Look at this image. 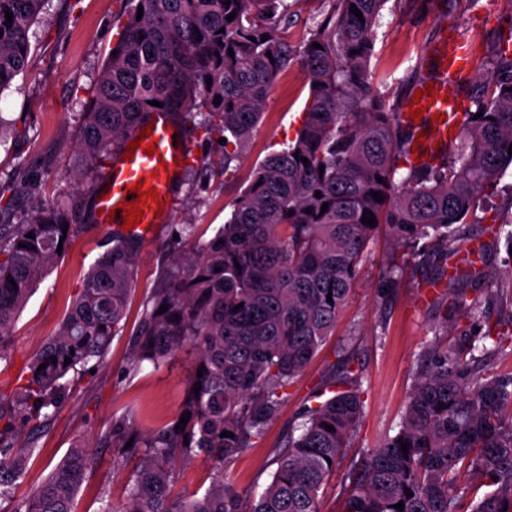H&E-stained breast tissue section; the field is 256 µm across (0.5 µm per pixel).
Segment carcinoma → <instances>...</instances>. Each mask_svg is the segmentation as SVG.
Masks as SVG:
<instances>
[{
    "mask_svg": "<svg viewBox=\"0 0 512 512\" xmlns=\"http://www.w3.org/2000/svg\"><path fill=\"white\" fill-rule=\"evenodd\" d=\"M130 2L116 55L103 65L78 132L85 168L114 155L152 101L191 123L218 125L224 153L209 159L212 177L237 160L293 64L308 82L310 105L296 138L259 164L209 239L196 237L195 224L174 230L168 263L141 301L127 372L158 369L185 347L195 357L174 419L144 431L131 416L116 415L103 434L119 455L134 458L121 512H320V490L336 474L362 414L359 375L350 367L327 379L323 399L305 408L299 434H288L259 495L236 490L224 466L278 415L285 388L334 332L381 227L421 259L439 256V279L454 283L448 260L469 243L464 221L479 192L512 166V57L494 52L481 93L468 97L471 119L449 152L416 167L407 162L414 132L370 79L374 27L388 0H333L298 47L280 35L290 19L285 0ZM44 3L0 0V93L29 63V31ZM78 211L75 199L53 200L15 224L12 211L0 208V362L8 366L15 320L60 258L57 248L79 232ZM369 212L373 226L361 222ZM30 232L35 238L26 237ZM191 239L195 252L187 255L179 245ZM141 246L135 235L112 233L57 333L18 372L17 386L0 392V498L26 479L37 445L33 437L15 443L17 424L51 419L124 329ZM448 294L456 311L480 318L479 296L453 288ZM484 339L462 350L429 341V364L397 431L342 477L343 512H512V374L471 377L476 356L505 352L502 338ZM187 412L181 431L176 425ZM200 456L215 464L210 485L200 495L175 492L177 463ZM91 470L89 449L76 445L15 512H74ZM400 502L401 511L394 508Z\"/></svg>",
    "mask_w": 512,
    "mask_h": 512,
    "instance_id": "carcinoma-1",
    "label": "carcinoma"
}]
</instances>
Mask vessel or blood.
<instances>
[{
  "label": "vessel or blood",
  "instance_id": "vessel-or-blood-1",
  "mask_svg": "<svg viewBox=\"0 0 512 512\" xmlns=\"http://www.w3.org/2000/svg\"><path fill=\"white\" fill-rule=\"evenodd\" d=\"M474 65L471 53L452 25H445L439 37L432 42L423 58L422 77L417 89L431 87L435 92L433 101L424 102L420 119L411 118L412 101H405L399 109V119L404 126L425 134L426 139L416 153L421 164H431L445 154L467 120L469 102L461 91L466 73ZM150 132L156 142L155 154L135 149L133 157L116 153L100 178V194L97 206L112 213L116 224H123L122 204L128 201V188L134 183H144L155 188L158 200H146L144 218L136 227L134 235L142 240L153 239L157 232L161 214L160 204L170 203L173 185L183 171L184 165L194 160L191 151L178 141L177 126L172 123L166 110H154L149 124H138L131 132L133 140H140L143 132Z\"/></svg>",
  "mask_w": 512,
  "mask_h": 512
}]
</instances>
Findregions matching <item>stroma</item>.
I'll list each match as a JSON object with an SVG mask.
<instances>
[{"label": "stroma", "mask_w": 512, "mask_h": 512, "mask_svg": "<svg viewBox=\"0 0 512 512\" xmlns=\"http://www.w3.org/2000/svg\"><path fill=\"white\" fill-rule=\"evenodd\" d=\"M287 3L291 18L285 34L296 45L325 17L332 0ZM128 9L127 0H48L32 25V64L8 90L0 92V117L8 124L0 138V206H9L18 217H26L60 194L76 192L69 174L81 167L75 144L84 120V102L119 39ZM448 21L457 24L473 55L469 83L476 86L488 70L487 56L512 28V0H388L376 29L370 66L371 81L388 106L397 107L405 100L418 76L419 60ZM308 97L309 86L298 69L282 74L253 138L220 178L206 173L208 158L224 150L219 132L204 127L184 129L183 138L198 158L193 169L183 170L174 205L163 215L158 236L142 246L135 273L137 293L155 285L175 225L224 222L255 167L295 138ZM24 180L36 182L35 193L16 192V185ZM466 223L470 233L486 245V277L481 288L496 293L483 316L473 320L445 312L446 292H426L431 270L418 266L409 251L397 247L387 233H380L360 265L334 334L288 386L278 416L262 436L229 465L226 475L239 491L261 492L276 469L274 460L285 436L300 423L304 407L314 404L329 375L341 373L345 362H352L361 377L364 403L339 461L342 472L394 433L440 319L448 321L446 342L451 347L466 338L481 339L490 331L512 334V277L507 274L512 240L484 231L490 224H512L511 169L497 188L477 198ZM111 237V227L99 222L95 200L86 199L81 231L19 316L11 338L12 363L0 362V389L14 387L19 369L55 334L86 273L108 248ZM394 264L403 270L395 284L385 276ZM128 341L127 334L115 336L104 361L75 385L57 415L41 426L40 454L27 483L14 496L0 499V512H14L29 485L41 482L49 466L77 444L91 449L94 468L77 495L76 512H100L103 488L110 490L114 507H121L129 467L116 449L101 442L100 434L113 415L124 412L134 415L145 430L175 417L193 361L192 354L184 351L168 367L131 376L125 371Z\"/></svg>", "instance_id": "35a3bbf8"}]
</instances>
